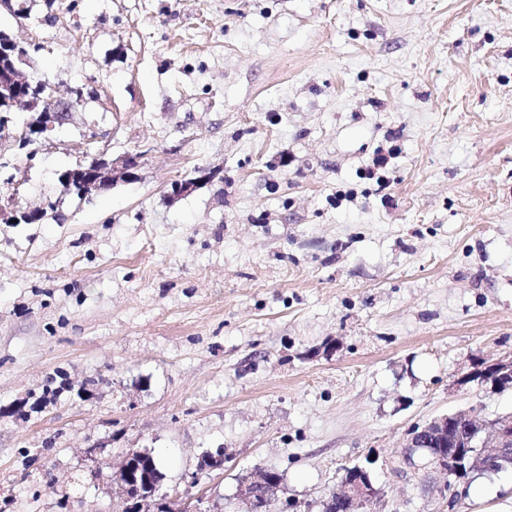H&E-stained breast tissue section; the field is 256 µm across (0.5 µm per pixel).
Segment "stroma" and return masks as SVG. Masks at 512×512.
Returning <instances> with one entry per match:
<instances>
[{
	"label": "stroma",
	"mask_w": 512,
	"mask_h": 512,
	"mask_svg": "<svg viewBox=\"0 0 512 512\" xmlns=\"http://www.w3.org/2000/svg\"><path fill=\"white\" fill-rule=\"evenodd\" d=\"M0 30L43 105L83 91L49 140L20 146L32 112L0 139V202L54 210L0 219L7 512H123L132 450L202 512H245L257 469L321 512L365 463L382 512H512V468L452 511L403 445L512 413L457 384L512 357V0H12ZM102 155L136 165L66 194Z\"/></svg>",
	"instance_id": "35a3bbf8"
}]
</instances>
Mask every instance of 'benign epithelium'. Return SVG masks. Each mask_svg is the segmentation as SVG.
<instances>
[{
    "instance_id": "7a95c632",
    "label": "benign epithelium",
    "mask_w": 512,
    "mask_h": 512,
    "mask_svg": "<svg viewBox=\"0 0 512 512\" xmlns=\"http://www.w3.org/2000/svg\"><path fill=\"white\" fill-rule=\"evenodd\" d=\"M29 85V79L18 68H0L1 90L11 93L16 88ZM129 166L128 156L117 161L102 159L95 164L93 170L67 173L62 175V180L67 187L76 188L86 197L110 188L112 174H125ZM486 380L492 381L502 390L512 389V358L494 361L473 359L468 372L458 378L457 385ZM461 440L468 448L473 442L481 444L486 449L483 453L484 463L474 466L468 464L465 454L461 452L450 456L439 452V449ZM404 447L426 449L431 455V464L448 475L445 491L448 492V506L452 507L465 494V490L460 488V480L474 473H495L500 463L506 461V449L512 447V415L486 421L474 413L446 414L411 429L407 433ZM132 467L130 457H125L121 468L124 512H145V503L138 501L136 491L133 490ZM278 486L279 480L272 478L268 471L260 469L240 480L237 495L245 502L246 512H274V491ZM380 501V491L374 486L368 471L359 467L342 482L334 495L323 501L322 512H379Z\"/></svg>"
}]
</instances>
